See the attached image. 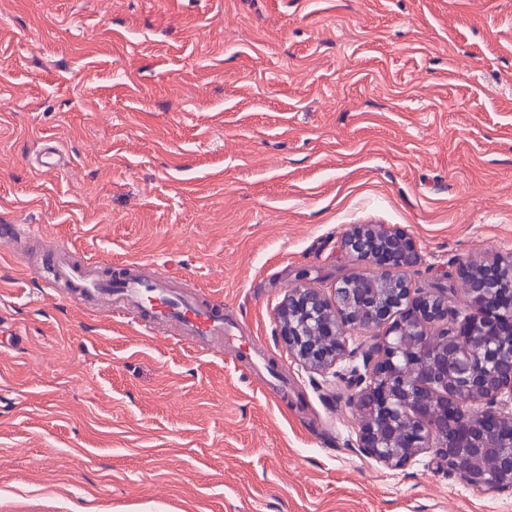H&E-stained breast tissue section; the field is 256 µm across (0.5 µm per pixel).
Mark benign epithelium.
Instances as JSON below:
<instances>
[{"label":"benign epithelium","mask_w":512,"mask_h":512,"mask_svg":"<svg viewBox=\"0 0 512 512\" xmlns=\"http://www.w3.org/2000/svg\"><path fill=\"white\" fill-rule=\"evenodd\" d=\"M344 248L365 268L336 278L332 296L299 284L277 309L276 338L308 373L346 360L348 399L361 415L360 455L401 469L430 453L474 487L512 488V260L464 263L463 315L442 293L415 288L413 242L377 225L358 226ZM383 267L375 276L366 267ZM383 329L349 348L347 333ZM482 404L476 417L468 403ZM498 448L490 476L479 459Z\"/></svg>","instance_id":"7a95c632"}]
</instances>
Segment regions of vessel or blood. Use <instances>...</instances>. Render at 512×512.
<instances>
[{
	"label": "vessel or blood",
	"mask_w": 512,
	"mask_h": 512,
	"mask_svg": "<svg viewBox=\"0 0 512 512\" xmlns=\"http://www.w3.org/2000/svg\"><path fill=\"white\" fill-rule=\"evenodd\" d=\"M42 267L48 285L72 289L80 302L104 303L118 312H133L136 320L152 324L174 323L181 333L193 337L199 349L224 344L247 355L254 369L265 366L255 339L242 335L238 326L225 321L223 302L204 303L179 294L168 276L146 281L131 269L112 276L102 269L75 263L55 245L46 247Z\"/></svg>",
	"instance_id": "b4317fda"
}]
</instances>
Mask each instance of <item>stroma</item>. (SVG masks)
I'll list each match as a JSON object with an SVG mask.
<instances>
[{"label":"stroma","instance_id":"obj_1","mask_svg":"<svg viewBox=\"0 0 512 512\" xmlns=\"http://www.w3.org/2000/svg\"><path fill=\"white\" fill-rule=\"evenodd\" d=\"M0 224L168 269L288 380L0 245V512H512L431 454L360 456L344 384L274 336L295 273L360 269L356 224L410 237L452 310L462 262L512 259V0H0Z\"/></svg>","mask_w":512,"mask_h":512}]
</instances>
